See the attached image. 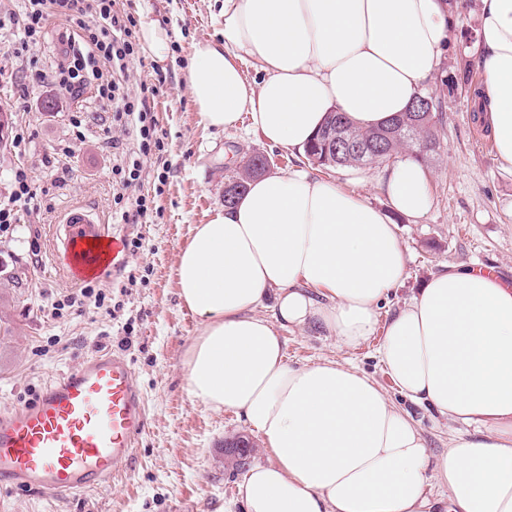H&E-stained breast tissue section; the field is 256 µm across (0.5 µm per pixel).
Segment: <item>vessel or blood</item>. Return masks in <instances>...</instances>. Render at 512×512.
Listing matches in <instances>:
<instances>
[{
    "label": "vessel or blood",
    "mask_w": 512,
    "mask_h": 512,
    "mask_svg": "<svg viewBox=\"0 0 512 512\" xmlns=\"http://www.w3.org/2000/svg\"><path fill=\"white\" fill-rule=\"evenodd\" d=\"M123 241L84 205L65 212L55 255L74 283L105 275L100 246ZM147 429L144 395L125 353L100 351L45 385L34 403L0 413V487L81 496L109 486Z\"/></svg>",
    "instance_id": "b4317fda"
}]
</instances>
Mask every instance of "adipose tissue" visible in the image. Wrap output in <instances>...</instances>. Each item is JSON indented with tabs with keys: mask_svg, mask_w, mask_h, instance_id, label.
<instances>
[{
	"mask_svg": "<svg viewBox=\"0 0 512 512\" xmlns=\"http://www.w3.org/2000/svg\"><path fill=\"white\" fill-rule=\"evenodd\" d=\"M457 24L451 0H224L221 37L196 45L187 84L206 128L246 116L267 144L300 152L328 112L370 128L404 111ZM479 27L480 120L512 173V0H481ZM377 187L387 209L301 169L269 173L194 228L177 267L179 297L203 319L188 392L241 415L271 454L243 476L244 512H512V286L452 265L385 325L394 386L452 430L439 455L365 373L286 357L287 326L360 346L403 284L392 217L430 210L427 168L403 156Z\"/></svg>",
	"mask_w": 512,
	"mask_h": 512,
	"instance_id": "1",
	"label": "adipose tissue"
}]
</instances>
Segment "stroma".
Here are the masks:
<instances>
[{
  "label": "stroma",
  "mask_w": 512,
  "mask_h": 512,
  "mask_svg": "<svg viewBox=\"0 0 512 512\" xmlns=\"http://www.w3.org/2000/svg\"><path fill=\"white\" fill-rule=\"evenodd\" d=\"M461 25L440 71L425 90L438 101L440 149L428 163L431 210L414 220L396 217L407 255L404 284L378 310L379 330L361 346L338 347L326 333L289 328L282 336L288 360L304 365L332 359L371 375L387 395L408 409L427 446L448 448L445 419L410 404L397 392L377 358L383 323L448 265L494 269L512 284V174L500 169L493 139L473 115L472 94L484 79L477 62L479 0H457ZM140 26L160 24L170 34V58L132 64L127 84L137 92L156 74L167 82L155 101L154 118L168 134V165H144L142 185L154 193L160 216L152 224H113L142 246L124 251L113 271L94 280V288L113 305L84 314L64 309L51 314L53 300L77 289L54 263L52 227L65 209L83 204L112 222V139L119 131L111 113L88 105L83 130L72 125L70 99L49 87L29 86L26 94L0 82V112L8 128L30 137L26 155L0 150V194L11 169L25 164L43 189L40 213L27 216L16 231L0 235V411L31 402L50 380L99 351L119 350L133 362L147 402L148 429L130 468L111 488L80 497L0 491L5 512H243L242 470L224 444L249 436L253 462L270 457L259 435L232 412H216L193 399L184 379V355L201 328L198 316L179 298L178 256L195 225L223 210L224 184L251 152L267 153L272 172L298 167L294 152L269 147L259 135L239 126L221 134L202 124L187 86L186 67L197 42L217 37L223 25V0H123ZM472 67L469 85L447 91L445 83ZM52 109H45V101ZM71 145L69 156L49 148Z\"/></svg>",
  "instance_id": "obj_1"
}]
</instances>
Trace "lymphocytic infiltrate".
Masks as SVG:
<instances>
[{
    "mask_svg": "<svg viewBox=\"0 0 512 512\" xmlns=\"http://www.w3.org/2000/svg\"><path fill=\"white\" fill-rule=\"evenodd\" d=\"M4 25L15 27L9 47L19 57L36 45L47 27H55L56 68L46 74L30 63L27 79L32 84H52L63 95L75 97L90 91L93 101L109 108L112 122L129 134L132 145L113 165L118 190L113 196L112 216L121 224H150L158 212L153 198L141 193L145 161L162 160L166 153L164 131L152 116L161 83H141L137 94L125 92L130 63L141 60V43L135 17L121 9L117 0H9ZM42 207V196L24 165L10 178V192L0 197V233H12L20 211Z\"/></svg>",
    "mask_w": 512,
    "mask_h": 512,
    "instance_id": "f902f5d3",
    "label": "lymphocytic infiltrate"
}]
</instances>
